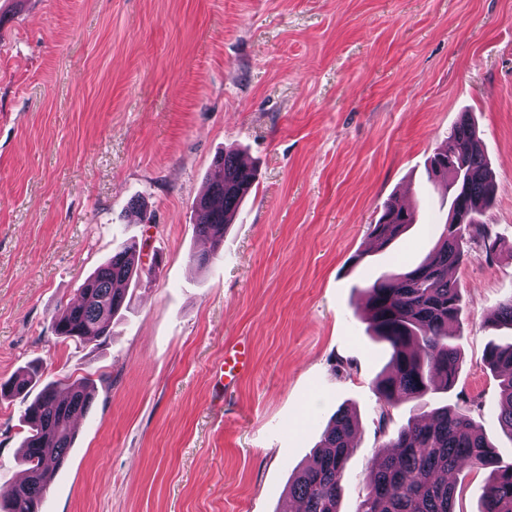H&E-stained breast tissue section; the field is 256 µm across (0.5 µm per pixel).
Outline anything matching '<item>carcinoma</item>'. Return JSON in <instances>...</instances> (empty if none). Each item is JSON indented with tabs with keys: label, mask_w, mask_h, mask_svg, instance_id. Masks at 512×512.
Wrapping results in <instances>:
<instances>
[{
	"label": "carcinoma",
	"mask_w": 512,
	"mask_h": 512,
	"mask_svg": "<svg viewBox=\"0 0 512 512\" xmlns=\"http://www.w3.org/2000/svg\"><path fill=\"white\" fill-rule=\"evenodd\" d=\"M215 166L218 175L195 205L197 235L213 247L193 258L200 266L218 256L215 247L224 241V232L255 182L254 168L236 151L224 152ZM429 174L452 190L448 218L434 247L415 268L384 273L362 287L361 318L388 344L390 359L375 380L384 440L373 458L367 493L357 512H454L457 483L452 475L463 466L491 469L480 512H512V463L500 458L467 407L431 408L425 401L435 390H451L460 369L461 349L456 337L448 334V325L458 319L461 299L448 270L463 261L468 237L482 240L488 258L497 246V239L479 221L493 200L494 184L468 114L460 116L446 144L430 158ZM413 223L411 210L387 206L371 225L374 250L388 249ZM151 274L140 266L133 248L117 249L84 280L80 300L54 318V334L74 342L110 335L112 316L122 307L127 287ZM485 361L500 377L498 421L512 437V342L490 345ZM37 377L38 370L31 368L1 383L0 398L27 397ZM95 393L89 379L75 381L63 391L47 384L27 405L23 460L29 479L0 496L4 512H40L53 464L63 465L72 448L71 419L91 408ZM404 400L418 402L417 413L389 434L390 410ZM357 428L358 420L348 411L330 421L312 461L289 484L288 496L299 502L301 512H338Z\"/></svg>",
	"instance_id": "1"
}]
</instances>
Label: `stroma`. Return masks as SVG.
<instances>
[{"mask_svg":"<svg viewBox=\"0 0 512 512\" xmlns=\"http://www.w3.org/2000/svg\"><path fill=\"white\" fill-rule=\"evenodd\" d=\"M470 113L495 176L480 242L452 273L462 362L435 404L468 406L504 460L490 323L512 298V0H0V383H97L42 512H290L332 416L359 429L340 512H357L390 358L361 286L418 265L447 212L427 178ZM256 183L199 269L193 204L224 150ZM145 203L138 215L132 201ZM417 222L370 252L386 203ZM130 286L105 342L52 318L118 246ZM249 348L235 385L215 375ZM26 401L0 400V490L23 474Z\"/></svg>","mask_w":512,"mask_h":512,"instance_id":"1","label":"stroma"}]
</instances>
